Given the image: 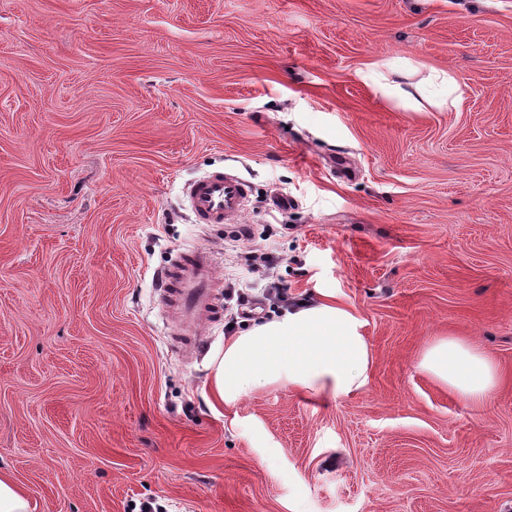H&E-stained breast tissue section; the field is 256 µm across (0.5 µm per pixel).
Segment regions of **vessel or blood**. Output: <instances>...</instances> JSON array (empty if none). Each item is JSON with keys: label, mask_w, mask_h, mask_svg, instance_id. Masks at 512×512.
<instances>
[{"label": "vessel or blood", "mask_w": 512, "mask_h": 512, "mask_svg": "<svg viewBox=\"0 0 512 512\" xmlns=\"http://www.w3.org/2000/svg\"><path fill=\"white\" fill-rule=\"evenodd\" d=\"M251 188L238 176L218 170L186 188L195 223H236ZM216 285L211 253L203 248L179 253L160 274L159 297L177 328L175 342L181 353L200 354L202 328L219 312L213 302Z\"/></svg>", "instance_id": "1"}]
</instances>
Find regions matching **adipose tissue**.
I'll list each match as a JSON object with an SVG mask.
<instances>
[{"label": "adipose tissue", "mask_w": 512, "mask_h": 512, "mask_svg": "<svg viewBox=\"0 0 512 512\" xmlns=\"http://www.w3.org/2000/svg\"><path fill=\"white\" fill-rule=\"evenodd\" d=\"M362 323L334 295L282 312L224 340L211 362L217 397L233 403L272 382L339 399L368 384L372 354ZM418 368L462 399L481 403L497 386L494 360L472 342L453 336L433 340Z\"/></svg>", "instance_id": "obj_1"}]
</instances>
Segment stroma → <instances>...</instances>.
<instances>
[{
    "label": "stroma",
    "mask_w": 512,
    "mask_h": 512,
    "mask_svg": "<svg viewBox=\"0 0 512 512\" xmlns=\"http://www.w3.org/2000/svg\"><path fill=\"white\" fill-rule=\"evenodd\" d=\"M214 170L237 223L192 219ZM197 247L187 359L154 274ZM275 283L360 317L365 390L212 397ZM438 336L484 406L418 370ZM0 468L31 512H512V0H0ZM251 188L238 176L222 170L187 185L189 208L197 224H234ZM418 369L473 403L487 400L499 381L496 363L485 351L453 336L433 340L424 350Z\"/></svg>",
    "instance_id": "1"
}]
</instances>
